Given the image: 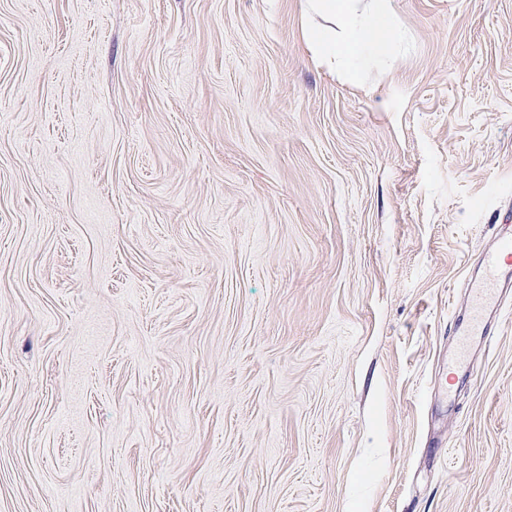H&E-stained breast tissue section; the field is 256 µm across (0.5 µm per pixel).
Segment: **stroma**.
<instances>
[{
	"label": "stroma",
	"instance_id": "stroma-1",
	"mask_svg": "<svg viewBox=\"0 0 512 512\" xmlns=\"http://www.w3.org/2000/svg\"><path fill=\"white\" fill-rule=\"evenodd\" d=\"M0 0V512H512V0ZM389 0H308L310 11L333 24L308 26L304 38L312 58L330 72L358 81L362 67L385 54L401 35L388 17ZM337 26V31H336ZM479 274L467 284L466 317L455 318L453 336L460 348L471 344L475 338L484 346L495 339L496 329L490 318L497 316L502 295L512 288V225L501 224L494 249L484 253L479 262Z\"/></svg>",
	"mask_w": 512,
	"mask_h": 512
}]
</instances>
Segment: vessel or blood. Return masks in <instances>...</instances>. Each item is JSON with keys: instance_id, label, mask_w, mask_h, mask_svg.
<instances>
[{"instance_id": "obj_1", "label": "vessel or blood", "mask_w": 512, "mask_h": 512, "mask_svg": "<svg viewBox=\"0 0 512 512\" xmlns=\"http://www.w3.org/2000/svg\"><path fill=\"white\" fill-rule=\"evenodd\" d=\"M512 288V225H502L494 249L484 253L479 260V273L467 284L464 318L454 321L453 335L458 346L473 341L491 345L496 330L490 324L497 314L502 295Z\"/></svg>"}]
</instances>
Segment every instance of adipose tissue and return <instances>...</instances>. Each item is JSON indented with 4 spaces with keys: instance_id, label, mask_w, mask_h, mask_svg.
I'll return each instance as SVG.
<instances>
[{
    "instance_id": "obj_1",
    "label": "adipose tissue",
    "mask_w": 512,
    "mask_h": 512,
    "mask_svg": "<svg viewBox=\"0 0 512 512\" xmlns=\"http://www.w3.org/2000/svg\"><path fill=\"white\" fill-rule=\"evenodd\" d=\"M389 0H308L310 11L329 20L332 30L306 27L304 38L315 62L347 79L385 54L401 35L388 17Z\"/></svg>"
}]
</instances>
